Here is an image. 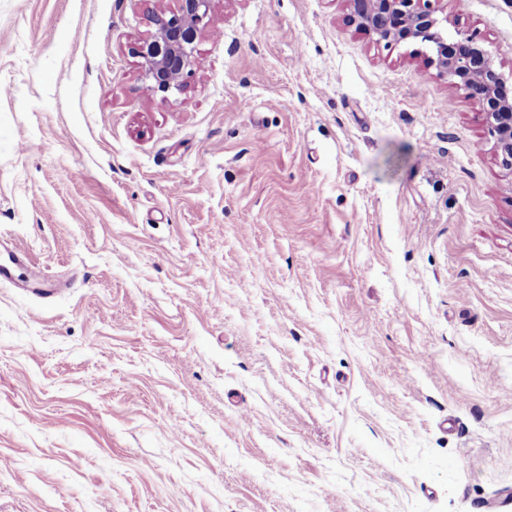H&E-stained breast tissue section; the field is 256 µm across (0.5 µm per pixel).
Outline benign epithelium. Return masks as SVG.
<instances>
[{
	"mask_svg": "<svg viewBox=\"0 0 512 512\" xmlns=\"http://www.w3.org/2000/svg\"><path fill=\"white\" fill-rule=\"evenodd\" d=\"M351 21L387 47L407 40L427 45L426 63L467 90L481 107L484 125L494 138L499 163L512 169V99L500 94L503 74L476 38L455 31L448 35L450 18L435 16L431 0H348ZM212 0H180L176 13L157 16L156 37L138 49L143 76L153 92L181 90L182 78L195 65L193 43L211 19Z\"/></svg>",
	"mask_w": 512,
	"mask_h": 512,
	"instance_id": "obj_1",
	"label": "benign epithelium"
}]
</instances>
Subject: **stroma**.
Here are the masks:
<instances>
[{"instance_id": "obj_1", "label": "stroma", "mask_w": 512, "mask_h": 512, "mask_svg": "<svg viewBox=\"0 0 512 512\" xmlns=\"http://www.w3.org/2000/svg\"><path fill=\"white\" fill-rule=\"evenodd\" d=\"M512 89V0H432ZM0 0V512H512V170L346 0ZM170 17L156 16V37L138 49L143 76L153 92L181 90V79L195 65L193 43L211 19L212 0H180Z\"/></svg>"}]
</instances>
